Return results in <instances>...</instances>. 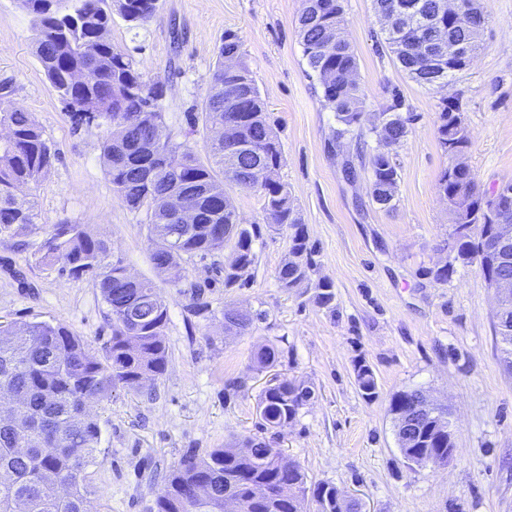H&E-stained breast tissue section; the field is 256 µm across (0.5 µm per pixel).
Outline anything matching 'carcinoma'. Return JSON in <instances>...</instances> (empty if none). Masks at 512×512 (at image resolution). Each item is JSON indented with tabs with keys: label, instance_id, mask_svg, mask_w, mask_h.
I'll list each match as a JSON object with an SVG mask.
<instances>
[{
	"label": "carcinoma",
	"instance_id": "carcinoma-1",
	"mask_svg": "<svg viewBox=\"0 0 512 512\" xmlns=\"http://www.w3.org/2000/svg\"><path fill=\"white\" fill-rule=\"evenodd\" d=\"M382 45L400 69L422 87L452 81L473 63L481 28L489 19L487 0H463L460 12L439 18V0H373ZM37 29L36 55L46 80L74 113L90 115L105 127L102 153L113 192L134 212H145L149 259L154 269L176 286L185 277L183 262L205 259L230 249L224 260V287L242 281V271L256 261L254 243L262 229L288 230V260L276 273L279 287L291 291L307 284L315 303L329 308L333 285L323 277L312 281L316 249L301 224L294 197L278 176L283 150L267 116L265 102L245 59L239 34L224 31L219 60L201 112L208 155L201 158L185 142L154 141L164 123V84L149 80L133 60L117 52L105 37L112 22V0H20ZM159 0H127L118 8L136 27L153 20ZM343 0H301L297 29L303 57L316 76L325 102L335 112L336 143L353 132L374 137L370 153V194L380 208H393L399 167L393 149L410 132L412 116L398 112L400 103L368 119L365 93L354 79L357 56L342 32ZM462 43L469 53L428 64L420 40L440 36ZM237 57L234 69L224 56ZM438 136L449 157L463 154L470 136L458 102L439 100ZM9 130L0 140V236H16L36 228L38 212L31 186L46 176L59 155L43 130L21 108L0 113ZM213 128L224 137L213 140ZM256 191L263 198L266 224L240 222L227 188ZM193 194L213 218L206 224H178L168 209L171 196ZM438 195L448 205L451 224L463 223L460 205L467 203L474 225L490 224L498 206L481 193L467 168L449 166L441 174ZM38 263L71 277L88 276L106 305L111 335L102 353L61 323L0 324V391L18 395L12 412L0 416V512H88L86 469L101 442L95 407L112 399L119 387L140 392L162 375L168 363L164 330L168 310L158 286L149 279L130 282L120 259L112 258V242L89 234L82 224H50L45 228ZM454 261L484 267L477 234L454 240ZM224 333L242 335L261 318L258 312L224 306ZM280 350L259 346L252 363L274 366ZM362 395L376 397L370 366L355 367ZM313 389L303 381L274 380L261 393L257 409L261 426L272 429L296 420ZM394 426L423 413L414 391L393 395L389 404ZM430 450L448 456V433L426 421L401 446L404 458ZM318 512H351L338 504L336 486H307L298 463L272 442L255 437L210 448L183 458L165 476L161 493L149 512H306V495Z\"/></svg>",
	"mask_w": 512,
	"mask_h": 512
}]
</instances>
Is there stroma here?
<instances>
[{"label":"stroma","instance_id":"1","mask_svg":"<svg viewBox=\"0 0 512 512\" xmlns=\"http://www.w3.org/2000/svg\"><path fill=\"white\" fill-rule=\"evenodd\" d=\"M299 9L300 0H159L146 26L112 17L113 47L145 78L166 85V134L199 153L204 142L189 125L202 110L225 30L238 32L283 145L279 177L316 245V274L332 281L335 301L327 309L314 303L312 289L279 287L284 231L256 243L245 287L217 282L209 258L188 261L186 283L161 284L167 368L153 398L120 388L99 408L101 443L86 478L94 512H147L183 455L258 435L257 401L275 377L314 390L295 422L273 438L308 483L335 485L364 512H512V370L495 334L493 295L474 265L456 266L444 281L432 276L448 261L451 232L437 193L450 163L438 143L440 98L461 103L471 138L465 162L480 191L489 195L512 182V0H488L476 58L439 90L415 83L377 47L372 0H344L367 111L397 98L414 118L395 149L401 179L387 211L372 202L368 168L358 161L368 146L354 136L340 145L332 140L335 114L303 57ZM35 43L31 16L17 0H0V111L29 112L59 153L31 189L39 223L85 225L111 240L114 257L129 270L155 278L145 216L112 192L101 153L104 127L73 123L44 78ZM43 239L40 232L0 237V319L58 322L101 349L111 330L92 280L39 265ZM194 283L204 287L207 313L192 307ZM228 304L266 317L244 335H225ZM269 343L281 349L280 360L254 369L252 351ZM360 362L375 373L374 399L357 387ZM234 379L243 388L225 396ZM413 388L427 390L453 424L447 465H411L399 451L389 401Z\"/></svg>","mask_w":512,"mask_h":512}]
</instances>
